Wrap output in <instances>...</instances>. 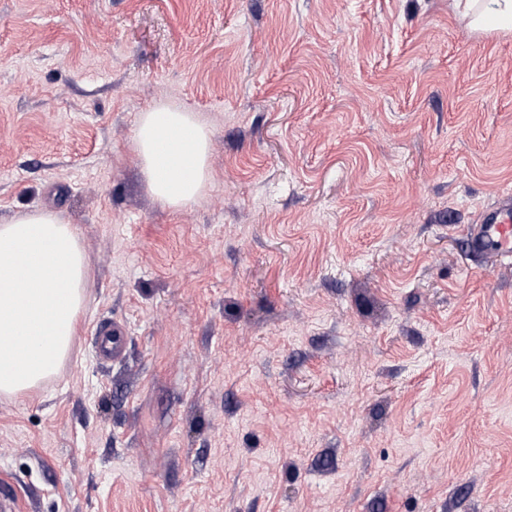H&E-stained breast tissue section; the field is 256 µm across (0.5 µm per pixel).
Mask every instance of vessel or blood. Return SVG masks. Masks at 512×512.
<instances>
[{
    "mask_svg": "<svg viewBox=\"0 0 512 512\" xmlns=\"http://www.w3.org/2000/svg\"><path fill=\"white\" fill-rule=\"evenodd\" d=\"M472 253L483 260L512 258V193L503 192L478 216L469 234ZM96 349L107 362H121L127 351L128 338L123 325H100L95 330Z\"/></svg>",
    "mask_w": 512,
    "mask_h": 512,
    "instance_id": "1",
    "label": "vessel or blood"
}]
</instances>
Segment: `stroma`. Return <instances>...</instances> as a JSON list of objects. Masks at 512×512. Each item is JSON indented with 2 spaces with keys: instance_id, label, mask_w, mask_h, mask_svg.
I'll list each match as a JSON object with an SVG mask.
<instances>
[{
  "instance_id": "obj_1",
  "label": "stroma",
  "mask_w": 512,
  "mask_h": 512,
  "mask_svg": "<svg viewBox=\"0 0 512 512\" xmlns=\"http://www.w3.org/2000/svg\"><path fill=\"white\" fill-rule=\"evenodd\" d=\"M212 180L150 194L142 112ZM512 33L452 0H0V224L89 257L58 373L0 395L21 512H512ZM119 321L127 359L91 327ZM134 141L149 189L163 207L202 195L211 178L209 133L193 112L154 105L141 113ZM472 253L483 259V263L496 257L497 260L512 258V194L503 192L492 204L486 206L478 216L468 234Z\"/></svg>"
}]
</instances>
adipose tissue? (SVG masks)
Returning <instances> with one entry per match:
<instances>
[{
  "label": "adipose tissue",
  "mask_w": 512,
  "mask_h": 512,
  "mask_svg": "<svg viewBox=\"0 0 512 512\" xmlns=\"http://www.w3.org/2000/svg\"><path fill=\"white\" fill-rule=\"evenodd\" d=\"M471 26L512 31V0H466ZM209 133L194 113L155 105L137 123L135 145L149 189L164 207L199 198L211 174ZM88 259L72 224L51 210L0 224V395L17 396L55 375L83 303Z\"/></svg>",
  "instance_id": "adipose-tissue-1"
}]
</instances>
